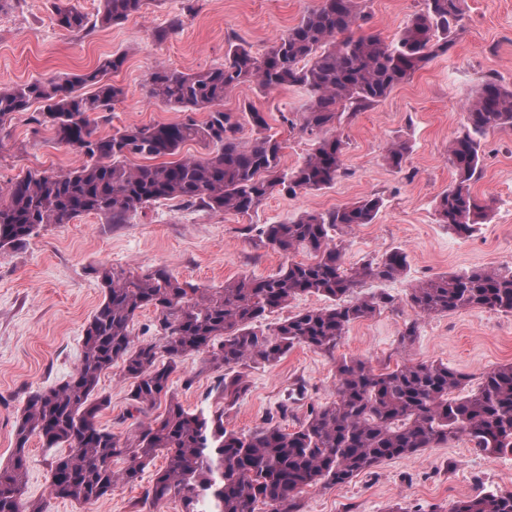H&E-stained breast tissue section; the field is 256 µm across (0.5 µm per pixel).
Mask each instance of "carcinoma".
I'll return each instance as SVG.
<instances>
[{
	"mask_svg": "<svg viewBox=\"0 0 512 512\" xmlns=\"http://www.w3.org/2000/svg\"><path fill=\"white\" fill-rule=\"evenodd\" d=\"M362 0H319L297 24L262 54L249 44L230 42L224 63L189 74L165 65L149 74L150 98L183 112L169 124L116 128L105 135L99 124L111 119L124 97L109 74L125 58L114 55L95 69L65 77L0 88V129L33 103L30 120L53 130L58 143L82 157L68 172L29 170L0 188V252L13 249L50 224L98 215L126 224L161 201L214 214L245 216L274 191L321 190L344 174L342 124L384 100L435 58L445 55L460 28L462 0H424L404 27L387 41L363 28ZM95 20L76 6L56 7L57 25L73 33L107 28L141 11L145 0H100ZM255 83L266 92L297 87L307 100L297 119L284 122L315 139L301 165L281 168L283 142L270 133L253 103L224 110V98ZM207 112L199 120L196 114ZM466 124L448 144L456 172L439 199L438 222L469 236L488 206L472 191L481 174V144L491 131L512 127V88L486 80L465 106ZM255 137L239 140L243 123ZM196 142L205 157L181 155ZM409 153L403 141L390 143L384 159L401 167ZM146 160L133 164L131 158ZM165 158L156 163L154 159ZM382 199L366 198L327 212H304L282 224L256 229L258 240L288 263L265 277L242 276L219 288H200L165 267L136 275L122 266L101 265L90 274L103 300L88 321L79 364L69 380L27 396L14 431V448L0 464V512H42L25 495L26 449L37 437L45 448L67 446L53 463L49 495L81 506L112 495L119 484L137 485L155 458L154 471L134 503L136 512L173 498L183 512H299L301 495L318 486L345 484L385 460L411 457L465 435L479 451L512 452V363L482 374L467 394L465 375L437 361H404L377 370L360 358L336 362L335 398L313 407L288 431L268 424L248 434L224 427V410L248 391L245 368L273 365L297 346L321 351L337 347L348 326L391 307L390 294L364 296L368 281L405 275L408 253L397 249L380 260L346 267L342 248L330 232L373 223ZM309 258L295 261L299 251ZM323 296L324 308L291 314L276 323L267 317L302 295ZM407 301L421 317L462 309L512 312V269L445 273L410 285ZM153 309L154 338L133 333L138 314ZM201 356V370L219 373L217 409L190 412L171 391V376L182 358ZM122 364L130 383L129 405L147 415L127 435L98 425L110 397L101 376ZM123 458L116 472L112 461ZM448 512H512V491L490 492L454 501Z\"/></svg>",
	"mask_w": 512,
	"mask_h": 512,
	"instance_id": "carcinoma-1",
	"label": "carcinoma"
}]
</instances>
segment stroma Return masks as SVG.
Here are the masks:
<instances>
[{"instance_id": "stroma-1", "label": "stroma", "mask_w": 512, "mask_h": 512, "mask_svg": "<svg viewBox=\"0 0 512 512\" xmlns=\"http://www.w3.org/2000/svg\"><path fill=\"white\" fill-rule=\"evenodd\" d=\"M59 0H5L0 6V87L80 74L112 54L126 60L113 75L125 95L112 112L113 126L169 123L176 109L150 99L147 79L156 64L194 73L224 62L228 39L239 38L261 54L318 0H195L183 16L184 0H147L139 14L123 23L75 34L57 26ZM370 27L392 38L423 0H364ZM465 30L441 56L377 105L345 122V174L329 188L291 195L273 192L251 215H212L171 202L151 205L126 224L84 215L52 224L0 254V461L13 450L14 426L29 392L67 380L81 354L84 328L102 300L89 273L93 265H120L142 274L163 266L180 279L217 288L241 276L275 273L286 259L275 249L255 246L247 225L279 224L303 211L326 212L371 196L383 205L371 224L336 231L346 266L403 248L409 255L405 278L366 284L365 292L394 295V307L352 323L333 353L298 347L276 365L248 372L249 389L224 413V425L248 433L268 422L293 429L311 407L331 401L336 390V360L357 357L376 368L403 360L442 361L478 380L481 373L512 362V313L464 309L419 319L406 299L410 282L474 268L512 267V128L489 132L482 141V171L474 191L485 197V220L468 237L439 224L436 206L455 179L448 143L466 123L465 100L489 77L512 87V0H464ZM183 24L171 28L175 16ZM168 36L156 40L155 32ZM305 100L292 87L263 95L243 85L225 98L237 110L253 102L266 112L273 133L283 141L282 165H300L312 151L311 138L292 130ZM408 141L402 168L383 159L386 146ZM78 153L58 144L52 131L34 129L17 115L9 138L0 142V186L33 169L66 171ZM419 334L398 349L405 325ZM200 358H183L172 389L183 406H212L215 373L199 370ZM99 387L111 406L98 418L101 427L127 433L129 383L120 367L102 375ZM59 449L31 439L27 452L28 498L43 512H133L138 486H116L111 496L90 506L49 496L51 465ZM489 491H512V454L475 450L467 437L428 448L419 455L388 460L361 472L349 483L317 488L302 497L300 512H437L452 500Z\"/></svg>"}]
</instances>
